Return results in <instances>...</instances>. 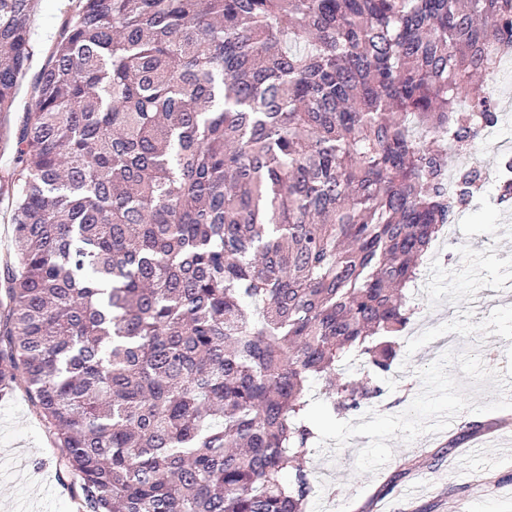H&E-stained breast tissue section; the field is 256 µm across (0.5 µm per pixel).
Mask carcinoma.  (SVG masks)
<instances>
[{"label":"carcinoma","instance_id":"1","mask_svg":"<svg viewBox=\"0 0 512 512\" xmlns=\"http://www.w3.org/2000/svg\"><path fill=\"white\" fill-rule=\"evenodd\" d=\"M37 2L0 0V118ZM510 53L512 0H77L14 132L0 394L79 512H305L308 382L391 370Z\"/></svg>","mask_w":512,"mask_h":512}]
</instances>
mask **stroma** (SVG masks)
Listing matches in <instances>:
<instances>
[{
    "label": "stroma",
    "mask_w": 512,
    "mask_h": 512,
    "mask_svg": "<svg viewBox=\"0 0 512 512\" xmlns=\"http://www.w3.org/2000/svg\"><path fill=\"white\" fill-rule=\"evenodd\" d=\"M70 0H40L32 27L40 68ZM501 120L474 159L484 193L436 241L410 294L419 313L403 336L377 404L332 414L325 383L308 384L317 437L305 467L315 486L307 512H512V208L495 179L512 148V59L484 85ZM12 138L0 140V260L11 250L7 179ZM498 356L480 357L485 348ZM494 424L470 434L467 424ZM24 388L0 398V512H74L73 476L60 462Z\"/></svg>",
    "instance_id": "1"
}]
</instances>
